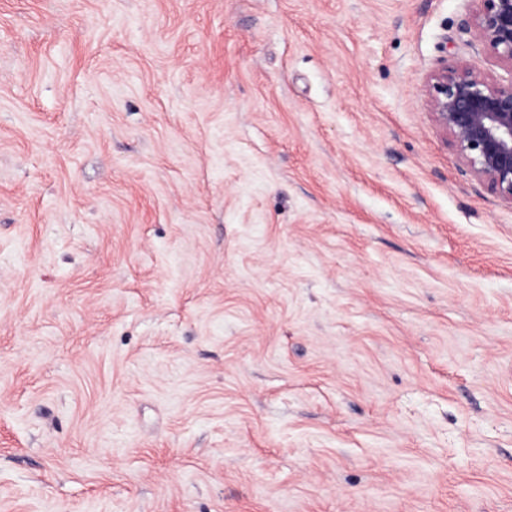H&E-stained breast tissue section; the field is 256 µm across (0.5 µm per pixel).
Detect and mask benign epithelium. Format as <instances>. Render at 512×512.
I'll return each mask as SVG.
<instances>
[{
  "instance_id": "1",
  "label": "benign epithelium",
  "mask_w": 512,
  "mask_h": 512,
  "mask_svg": "<svg viewBox=\"0 0 512 512\" xmlns=\"http://www.w3.org/2000/svg\"><path fill=\"white\" fill-rule=\"evenodd\" d=\"M482 51L511 73L493 79L464 62L428 79L429 111L479 180L512 202V0H469Z\"/></svg>"
}]
</instances>
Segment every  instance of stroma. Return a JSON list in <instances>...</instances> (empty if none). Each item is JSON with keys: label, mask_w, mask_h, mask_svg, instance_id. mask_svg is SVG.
<instances>
[{"label": "stroma", "mask_w": 512, "mask_h": 512, "mask_svg": "<svg viewBox=\"0 0 512 512\" xmlns=\"http://www.w3.org/2000/svg\"><path fill=\"white\" fill-rule=\"evenodd\" d=\"M460 60L467 0H0V512H512Z\"/></svg>", "instance_id": "35a3bbf8"}]
</instances>
